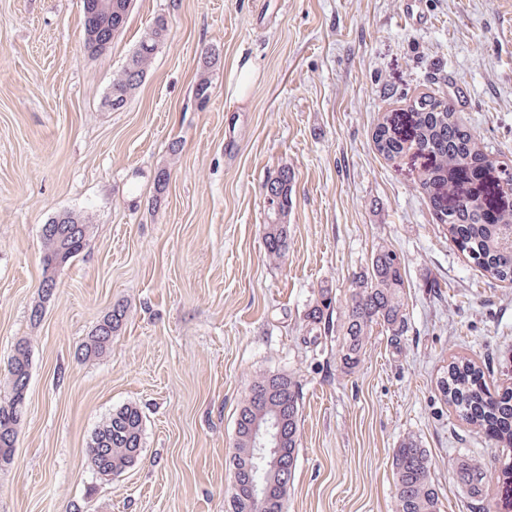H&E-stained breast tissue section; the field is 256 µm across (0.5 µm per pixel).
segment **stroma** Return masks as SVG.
<instances>
[{"instance_id": "obj_1", "label": "stroma", "mask_w": 512, "mask_h": 512, "mask_svg": "<svg viewBox=\"0 0 512 512\" xmlns=\"http://www.w3.org/2000/svg\"><path fill=\"white\" fill-rule=\"evenodd\" d=\"M159 14L167 41L127 106L106 110ZM83 41L82 0H0V371L21 338L32 362L0 512H224L236 410L274 371L303 392L287 512H395L389 456L409 436L432 456L442 512L492 503L496 485L478 500L452 471L493 465L503 446L439 381L468 360L490 389L512 387V284L437 223L424 159L387 161L373 136L431 95L477 150L512 159V0H133L109 49ZM211 48L221 63L201 108L192 88ZM242 62L255 79L240 97ZM284 166L295 203L274 263L264 183ZM63 212L90 236L35 323L41 228ZM382 244L405 259L410 332L397 351L372 336L346 374L335 344H310L307 313L322 288L343 307ZM117 303L127 320L107 352L82 358ZM128 404L144 414L141 458L96 479L86 449Z\"/></svg>"}]
</instances>
